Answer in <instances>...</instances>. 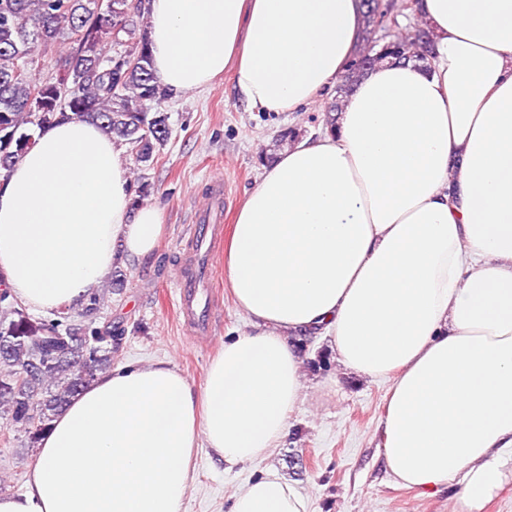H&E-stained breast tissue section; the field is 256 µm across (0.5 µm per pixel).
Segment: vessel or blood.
<instances>
[{
  "instance_id": "obj_1",
  "label": "vessel or blood",
  "mask_w": 512,
  "mask_h": 512,
  "mask_svg": "<svg viewBox=\"0 0 512 512\" xmlns=\"http://www.w3.org/2000/svg\"><path fill=\"white\" fill-rule=\"evenodd\" d=\"M197 228L186 243L185 271L179 280L178 311L186 327L200 335L209 334L214 313L203 307L197 297L200 276L223 234V216L218 202L195 216Z\"/></svg>"
}]
</instances>
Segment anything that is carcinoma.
Listing matches in <instances>:
<instances>
[{"label": "carcinoma", "mask_w": 512, "mask_h": 512, "mask_svg": "<svg viewBox=\"0 0 512 512\" xmlns=\"http://www.w3.org/2000/svg\"><path fill=\"white\" fill-rule=\"evenodd\" d=\"M120 46L105 53L108 44ZM401 62L423 63L430 50L396 40ZM57 75L38 82L35 56L60 51ZM169 96L152 72L142 0H0V169L8 172L29 142L58 119L91 120L150 163L169 138L161 108ZM106 293L91 296L79 318L35 321L0 291V418L36 448L68 404L112 367V326H94Z\"/></svg>", "instance_id": "1"}]
</instances>
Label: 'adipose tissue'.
I'll use <instances>...</instances> for the list:
<instances>
[{
  "mask_svg": "<svg viewBox=\"0 0 512 512\" xmlns=\"http://www.w3.org/2000/svg\"><path fill=\"white\" fill-rule=\"evenodd\" d=\"M153 72L175 92L232 70L248 107L294 112L353 56L361 0H146ZM425 63L377 65L335 128L282 151L247 191L224 280L251 333L202 390L164 361L100 374L44 436L0 512H185L198 448L263 461L301 403L288 336L391 381L379 447L393 483L483 512L512 476V0H418ZM123 148L89 121L41 132L0 182V283L36 314L85 302L156 249ZM229 512H309L265 469Z\"/></svg>",
  "mask_w": 512,
  "mask_h": 512,
  "instance_id": "adipose-tissue-1",
  "label": "adipose tissue"
}]
</instances>
